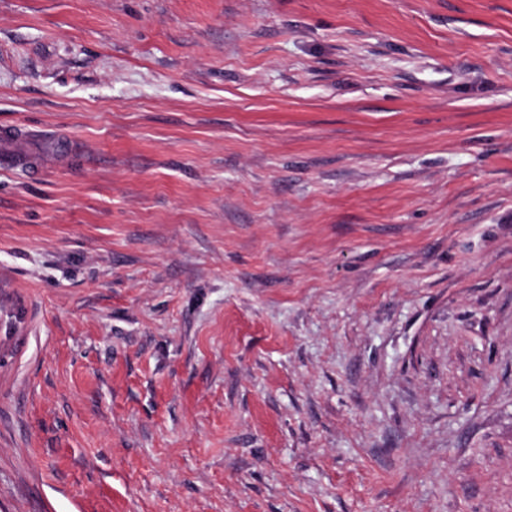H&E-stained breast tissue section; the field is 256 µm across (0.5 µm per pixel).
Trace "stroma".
<instances>
[{"label":"stroma","mask_w":512,"mask_h":512,"mask_svg":"<svg viewBox=\"0 0 512 512\" xmlns=\"http://www.w3.org/2000/svg\"><path fill=\"white\" fill-rule=\"evenodd\" d=\"M0 512H512V0H0ZM1 140V161L4 167L11 164H32L52 152V145L56 143V137L53 132L42 130L37 134H26L22 129L9 132H2ZM23 144H29L34 147L31 152H27ZM48 149H43L44 146Z\"/></svg>","instance_id":"35a3bbf8"}]
</instances>
